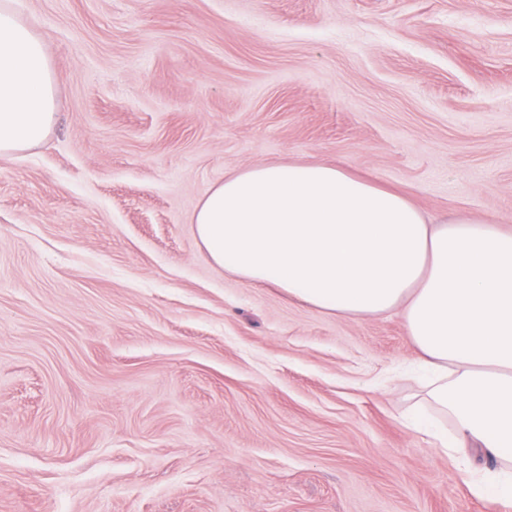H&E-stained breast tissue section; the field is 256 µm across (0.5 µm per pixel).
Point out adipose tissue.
Returning a JSON list of instances; mask_svg holds the SVG:
<instances>
[{
    "label": "adipose tissue",
    "instance_id": "obj_1",
    "mask_svg": "<svg viewBox=\"0 0 512 512\" xmlns=\"http://www.w3.org/2000/svg\"><path fill=\"white\" fill-rule=\"evenodd\" d=\"M44 44L0 0V156L39 143L54 121ZM209 259L319 310L370 319L401 311L428 373L423 394L456 437L503 462L474 492L512 505V227L433 220L402 194L314 163L243 168L214 183L190 219Z\"/></svg>",
    "mask_w": 512,
    "mask_h": 512
}]
</instances>
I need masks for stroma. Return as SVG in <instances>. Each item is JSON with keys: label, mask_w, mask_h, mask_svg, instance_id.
<instances>
[{"label": "stroma", "mask_w": 512, "mask_h": 512, "mask_svg": "<svg viewBox=\"0 0 512 512\" xmlns=\"http://www.w3.org/2000/svg\"><path fill=\"white\" fill-rule=\"evenodd\" d=\"M56 120L0 157V512H492L407 422L398 313L214 266L225 175L343 167L512 225V0H15Z\"/></svg>", "instance_id": "stroma-1"}]
</instances>
